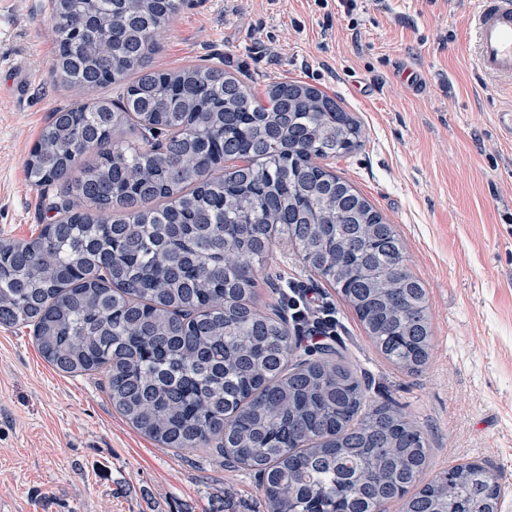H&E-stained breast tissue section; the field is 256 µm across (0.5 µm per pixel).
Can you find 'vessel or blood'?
<instances>
[{"instance_id": "1", "label": "vessel or blood", "mask_w": 512, "mask_h": 512, "mask_svg": "<svg viewBox=\"0 0 512 512\" xmlns=\"http://www.w3.org/2000/svg\"><path fill=\"white\" fill-rule=\"evenodd\" d=\"M478 71L512 89V0H473Z\"/></svg>"}]
</instances>
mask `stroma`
I'll return each mask as SVG.
<instances>
[{"mask_svg": "<svg viewBox=\"0 0 512 512\" xmlns=\"http://www.w3.org/2000/svg\"><path fill=\"white\" fill-rule=\"evenodd\" d=\"M50 0L0 9V237L35 238L50 221L26 161L53 112L78 97L51 70ZM470 0H183L156 36L153 69L223 64L255 93L280 80L324 91L365 127L363 146L327 159L393 224L423 283L432 341L407 373L382 358L354 311L277 237L255 305L280 311L288 289L336 318L370 394L426 434L431 473L477 462L512 486V143L493 114L507 89L478 74ZM261 512L253 472L205 451L176 453L136 430L103 382L59 372L31 327L0 325V512Z\"/></svg>", "mask_w": 512, "mask_h": 512, "instance_id": "35a3bbf8", "label": "stroma"}]
</instances>
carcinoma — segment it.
Returning <instances> with one entry per match:
<instances>
[{
	"label": "carcinoma",
	"mask_w": 512,
	"mask_h": 512,
	"mask_svg": "<svg viewBox=\"0 0 512 512\" xmlns=\"http://www.w3.org/2000/svg\"><path fill=\"white\" fill-rule=\"evenodd\" d=\"M179 8L51 0L56 77L123 92L59 109L41 133L27 174L53 222L33 240L0 238V324L33 326L58 371L102 377L112 406L163 447L253 471L263 512L396 500L402 512H500L498 477L479 463L421 483L431 449L415 419L252 306L277 224L383 358L409 373L428 360L426 290L401 240L319 163L360 147L361 123L305 82H272L261 99L218 65L148 68ZM230 158L245 165L228 170Z\"/></svg>",
	"instance_id": "carcinoma-1"
}]
</instances>
